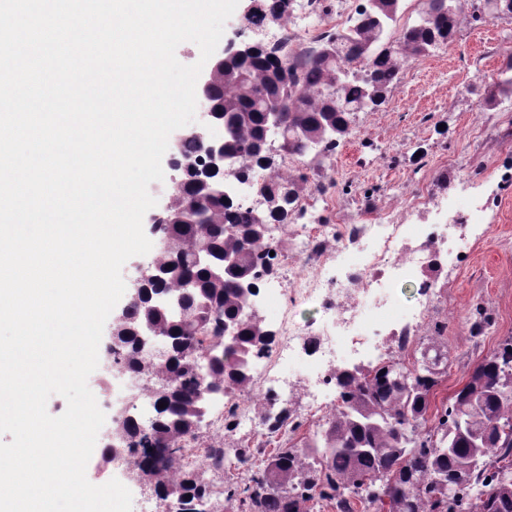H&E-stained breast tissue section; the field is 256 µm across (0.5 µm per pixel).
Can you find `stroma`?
Masks as SVG:
<instances>
[{
  "instance_id": "35a3bbf8",
  "label": "stroma",
  "mask_w": 512,
  "mask_h": 512,
  "mask_svg": "<svg viewBox=\"0 0 512 512\" xmlns=\"http://www.w3.org/2000/svg\"><path fill=\"white\" fill-rule=\"evenodd\" d=\"M472 12L464 0L458 49L438 47L410 60L380 107L353 115L351 134L325 162L333 181L327 216L346 224L389 212L416 222L408 190L421 184L436 205L450 191L491 201L484 223L454 231L449 270L434 277L437 295L450 303L446 312L431 308L421 330L428 336L443 325L448 350V371L430 397L434 409L463 387L474 362L512 336V97L492 108L482 103L512 53V18L475 22ZM449 160L456 175L445 185L440 177ZM478 305L493 323L474 339L470 315ZM86 476L95 485L118 479L132 494V512L161 510L150 485L105 465L103 447H95Z\"/></svg>"
}]
</instances>
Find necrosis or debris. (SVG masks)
I'll use <instances>...</instances> for the list:
<instances>
[{"label": "necrosis or debris", "instance_id": "obj_1", "mask_svg": "<svg viewBox=\"0 0 512 512\" xmlns=\"http://www.w3.org/2000/svg\"><path fill=\"white\" fill-rule=\"evenodd\" d=\"M288 10V22L278 28L260 23L267 45L288 44L293 50L303 49L326 32L321 19L320 0H294ZM327 197L322 185H312L301 196L297 208L309 227L296 234L288 247L276 252L272 261L275 276L259 277L256 281L259 295L268 303L277 305L279 338L270 350L252 363L267 388L264 398L269 402L284 401L293 392L290 381L282 378L281 363L301 361L296 350L300 336H307L310 359L306 364L304 392L311 407L325 403L330 384L324 367L334 365L338 351L353 356L385 344L384 330H391L398 346H407L418 336L422 326L420 310L405 306L400 297L387 293L378 304L374 320H367L361 311L360 299L390 281L405 277L416 278L418 269L439 261L450 245L449 227L456 224L481 223L488 208L486 201L474 196L458 195L448 201L436 223L403 224L395 216H387L374 224H346L338 245H330L327 230L311 232V224L320 217V206ZM374 245L370 254L359 252L361 242ZM301 262L299 272L287 283H280L277 274L287 266L289 259ZM313 305L321 318L306 326H299L287 309L284 300Z\"/></svg>", "mask_w": 512, "mask_h": 512}]
</instances>
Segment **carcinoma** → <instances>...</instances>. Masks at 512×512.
I'll return each instance as SVG.
<instances>
[{
  "instance_id": "carcinoma-1",
  "label": "carcinoma",
  "mask_w": 512,
  "mask_h": 512,
  "mask_svg": "<svg viewBox=\"0 0 512 512\" xmlns=\"http://www.w3.org/2000/svg\"><path fill=\"white\" fill-rule=\"evenodd\" d=\"M459 0H426L420 20L406 28L402 40L384 43L381 32L395 20L400 0H368L352 40L329 33L318 47L291 54L284 47L254 46L251 54L218 74L213 103L223 110L217 128L226 131L238 155L236 175L253 168H273L266 148L261 103L279 101L288 142L280 151L321 161L327 150L350 134L351 117L374 110L391 92L396 73L411 59L441 45L457 27ZM488 91L486 101L512 94V64ZM333 95H327L328 89ZM195 138L181 142L183 177L159 219L173 251L155 253L150 264L158 278L147 282L144 296L128 304L113 331L124 339L110 348L112 362L127 372L150 373L152 420L129 416L119 451L131 468L149 478L154 493L165 497L181 489L178 512H208L210 485L195 468L181 466L196 439L208 398L244 392L251 385L254 357L270 349L274 334L252 314L255 279L271 268L268 225L286 224L296 209L305 175L273 173L262 195H281L280 208L267 223H254V211L235 207L221 196L204 195L197 172L208 156L187 160L198 150ZM209 261H195L199 249ZM238 255L234 273H224V253ZM236 336L225 340L224 323ZM150 324L166 347L152 359L138 347L135 333ZM484 309L475 310L470 334L477 339L490 325ZM420 357L407 365L390 359L363 370L335 374L341 406L324 423L321 441L288 443L255 464L262 448H237L235 470L247 477L224 481V501L236 512H304L310 501H325L336 512H512V337L499 343L495 358H482L468 370V380L449 403L429 415V397L447 373L448 353L436 337L419 342ZM166 407H160V403ZM283 409L264 417L270 434L290 424ZM205 463L225 471L224 444L204 448Z\"/></svg>"
}]
</instances>
